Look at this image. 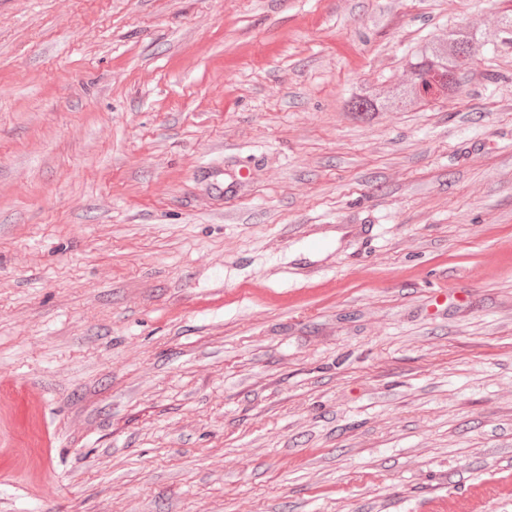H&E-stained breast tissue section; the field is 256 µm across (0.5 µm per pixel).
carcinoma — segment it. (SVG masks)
I'll use <instances>...</instances> for the list:
<instances>
[{
    "label": "carcinoma",
    "mask_w": 512,
    "mask_h": 512,
    "mask_svg": "<svg viewBox=\"0 0 512 512\" xmlns=\"http://www.w3.org/2000/svg\"><path fill=\"white\" fill-rule=\"evenodd\" d=\"M474 39L464 29L448 31V39L432 40L418 46L406 60L405 67L419 77L429 76L435 86L436 97L446 96L459 88L457 70L463 52H471ZM427 100L419 97L413 84L409 83L392 91L381 100L368 89L360 87L345 101L347 112L404 111L417 105H425Z\"/></svg>",
    "instance_id": "carcinoma-1"
}]
</instances>
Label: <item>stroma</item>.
<instances>
[{
  "instance_id": "obj_1",
  "label": "stroma",
  "mask_w": 512,
  "mask_h": 512,
  "mask_svg": "<svg viewBox=\"0 0 512 512\" xmlns=\"http://www.w3.org/2000/svg\"><path fill=\"white\" fill-rule=\"evenodd\" d=\"M509 15L0 0V512H512ZM473 43V37L466 30H449L448 40H432L418 46L406 60L405 67L416 77L429 76L436 89L435 99L447 96L459 88V60L470 55ZM462 48H466V56H461L464 55ZM429 102L419 97L414 84L411 83L396 88L383 100L373 95L367 88L360 87L345 101L344 109L346 112L404 111Z\"/></svg>"
}]
</instances>
